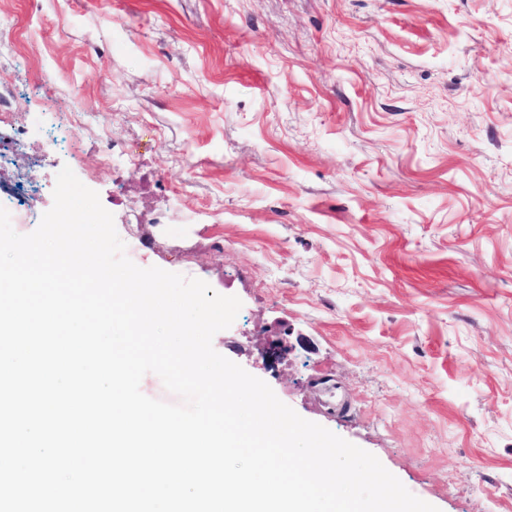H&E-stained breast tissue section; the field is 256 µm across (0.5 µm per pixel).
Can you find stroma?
<instances>
[{"instance_id": "stroma-1", "label": "stroma", "mask_w": 512, "mask_h": 512, "mask_svg": "<svg viewBox=\"0 0 512 512\" xmlns=\"http://www.w3.org/2000/svg\"><path fill=\"white\" fill-rule=\"evenodd\" d=\"M0 88L43 209L70 167L139 267L240 299L218 353L512 512V0H0Z\"/></svg>"}]
</instances>
